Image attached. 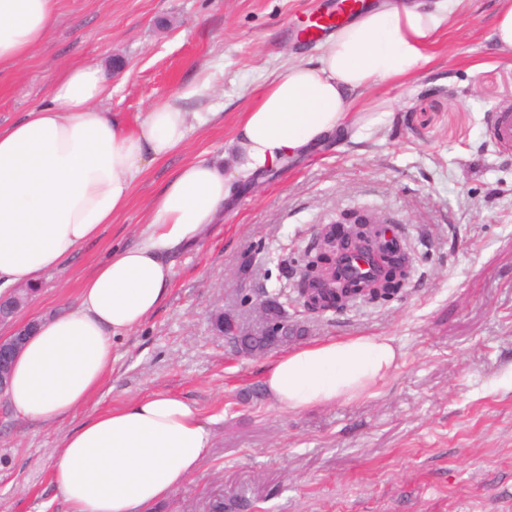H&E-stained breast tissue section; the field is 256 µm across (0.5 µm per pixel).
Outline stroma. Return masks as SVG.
Here are the masks:
<instances>
[{
  "label": "stroma",
  "mask_w": 512,
  "mask_h": 512,
  "mask_svg": "<svg viewBox=\"0 0 512 512\" xmlns=\"http://www.w3.org/2000/svg\"><path fill=\"white\" fill-rule=\"evenodd\" d=\"M336 0H59L56 25L0 73V126L46 101L76 62L113 73L103 106L136 126L150 104L194 89L183 149L137 180L127 211L46 275L20 318L74 299L112 250L137 245L150 204L183 164L231 166L239 112L258 86L315 54L303 29ZM497 0H471L429 49L431 62L364 99L391 114L361 142L290 158L239 186L224 216L178 248L160 308L116 339V361L80 409L52 425L0 397V512H68L54 482L63 437L88 417L153 392L212 419L208 454L151 512H206L245 498L254 512H512V146L491 134L512 110V54L491 37ZM388 213L410 274L386 301L317 317L289 306V348L388 336L401 358L376 395L280 409L263 375L276 351L244 358L208 323L250 314L259 289L290 282L320 225Z\"/></svg>",
  "instance_id": "35a3bbf8"
}]
</instances>
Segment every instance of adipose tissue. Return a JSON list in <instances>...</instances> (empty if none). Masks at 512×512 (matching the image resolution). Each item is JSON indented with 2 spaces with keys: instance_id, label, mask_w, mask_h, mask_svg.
I'll list each match as a JSON object with an SVG mask.
<instances>
[{
  "instance_id": "1",
  "label": "adipose tissue",
  "mask_w": 512,
  "mask_h": 512,
  "mask_svg": "<svg viewBox=\"0 0 512 512\" xmlns=\"http://www.w3.org/2000/svg\"><path fill=\"white\" fill-rule=\"evenodd\" d=\"M467 0H406L373 8L328 35L316 57L261 86L232 138L235 165H184L154 198L140 244L116 251L83 282L77 299L37 317L4 394L16 417L51 424L85 405L112 370V340L141 325L164 301L171 252L214 223L233 180L382 122L356 94L394 83L429 61L434 37ZM58 0H0V70L23 61L54 27ZM102 69L67 67L44 105L0 127V297L39 287L124 211L136 178L184 144L180 97L152 104L128 128L103 103ZM398 352L385 336H349L292 349L264 385L300 412L370 393ZM213 441L208 420L180 397L155 393L85 420L60 443L55 483L69 512H145L196 471Z\"/></svg>"
}]
</instances>
